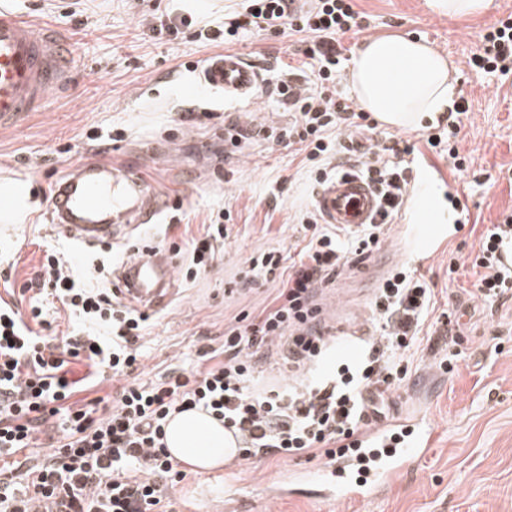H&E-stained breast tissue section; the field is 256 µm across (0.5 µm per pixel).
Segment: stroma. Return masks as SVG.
<instances>
[{"label": "stroma", "instance_id": "stroma-1", "mask_svg": "<svg viewBox=\"0 0 512 512\" xmlns=\"http://www.w3.org/2000/svg\"><path fill=\"white\" fill-rule=\"evenodd\" d=\"M0 3L51 27L74 69L71 85L51 91L44 108L0 125V178L23 185L39 201L13 223H0V271L11 273L12 302L26 316L39 305L46 335L71 331L67 313L22 289L44 250L64 252L75 264H105L103 288L111 287L125 251L120 244L83 249L55 231L47 218L49 191L82 164L142 167L148 183L181 205L186 218L159 215L132 240L170 249L176 270H184L190 240L203 233L210 211L224 208L236 218L216 267L178 279L176 297L153 313L141 341L142 380L175 367L195 369L203 352L223 345L225 327L275 294L271 280L241 287L247 258L294 245L300 214L315 207L317 188L307 178L303 153L275 139L291 119L274 93L279 66L290 59V41L246 36L236 50L261 68L263 83L255 98L226 102L197 81L213 47L197 41L191 27L174 39L155 37L151 27L157 12L218 22L236 0ZM357 8L371 15L372 27L364 35L347 34L345 45L357 46L367 35L421 40L449 58L455 93L471 104L459 143L471 159L468 170L452 171L422 140L413 168L414 177L426 175L440 189H454L468 210L447 249L421 270L434 285L438 308L459 319L461 354L453 372H441L426 388L427 367L445 353L422 344L408 361V379L375 404L377 419L384 421L425 414L437 440L397 487L369 502L321 501L304 492L270 501L284 462L259 453L234 466V491H225L220 468L191 472L189 480L170 487L180 512H512V297L486 305L473 295L471 276L448 275L451 253L462 244L477 247L479 229L512 208V77L489 79L468 65L482 31L512 13V0H491L486 13L453 19L435 13L429 0H358ZM241 122L258 129V136L227 146L226 128ZM401 261V254L381 247L330 288L349 309L369 314L373 269L387 271Z\"/></svg>", "mask_w": 512, "mask_h": 512}]
</instances>
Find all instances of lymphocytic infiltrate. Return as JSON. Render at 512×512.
Instances as JSON below:
<instances>
[{
	"label": "lymphocytic infiltrate",
	"instance_id": "f902f5d3",
	"mask_svg": "<svg viewBox=\"0 0 512 512\" xmlns=\"http://www.w3.org/2000/svg\"><path fill=\"white\" fill-rule=\"evenodd\" d=\"M369 26L355 0H239L222 22L206 28V43L228 49L250 33L295 38L293 53L308 85L291 86L292 70L283 69L277 96L294 118L279 142L300 147L313 183L352 172L370 182L380 200L377 221L356 228L322 224L305 212L295 258L285 259L277 249L251 258L246 278L283 268L288 275L267 305L225 329L222 351L204 352L192 371L139 382L135 372L148 313L122 304L110 289L93 286L92 269H78L51 248L24 288L58 301L78 320L76 329L52 340L41 332L40 310L26 319L0 298V461L36 447L40 436L50 440L46 461L32 466L26 482L0 475V512H174L168 485L183 481L185 474L164 443L173 414L206 412L244 434L247 447L257 453L332 460L340 442L367 425V390L399 386L398 371L417 353L435 309L431 283L408 265L394 268L377 288L371 306L374 333L365 338L358 363L314 380L251 388L256 357L274 344L286 343L288 362L299 370L328 351L330 338L316 324L312 307L317 288L379 251L408 200L418 151L410 138L386 136L358 157L344 139L349 130L372 134L377 129L371 114L337 88L347 59L342 37ZM481 42L469 67L490 76L512 75V15L484 29ZM469 110L467 99L455 101L445 125L425 137L456 171L469 163L458 148ZM230 218L222 210L211 213L203 235L192 238L187 278L214 267L218 243L230 236ZM505 244H512V209L486 228L478 250L450 258L449 274L471 270L474 295L489 303L503 299L512 292V272L497 254ZM77 361L87 367L80 379L70 376ZM118 376L126 383L116 399L78 400L88 384Z\"/></svg>",
	"mask_w": 512,
	"mask_h": 512
}]
</instances>
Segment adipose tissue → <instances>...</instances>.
Here are the masks:
<instances>
[{
    "label": "adipose tissue",
    "instance_id": "obj_1",
    "mask_svg": "<svg viewBox=\"0 0 512 512\" xmlns=\"http://www.w3.org/2000/svg\"><path fill=\"white\" fill-rule=\"evenodd\" d=\"M346 81L357 103L393 129L436 121L455 95L446 57L404 36L365 39L353 54ZM441 198L435 183L424 182L410 203L413 218L423 224L453 223ZM165 431L171 455L195 470L221 467L232 452L223 424L201 411L173 415Z\"/></svg>",
    "mask_w": 512,
    "mask_h": 512
}]
</instances>
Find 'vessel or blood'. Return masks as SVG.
Masks as SVG:
<instances>
[{"mask_svg":"<svg viewBox=\"0 0 512 512\" xmlns=\"http://www.w3.org/2000/svg\"><path fill=\"white\" fill-rule=\"evenodd\" d=\"M72 67L56 33L0 9V123L37 111L50 91L71 82ZM203 84L225 99L248 96L262 83L260 73L238 52L210 58L201 69ZM165 202L142 174L124 165L92 164L73 168L51 201L55 226L80 245L94 247L130 237L151 223ZM316 205L325 223L357 226L371 223L377 197L370 184L354 174L322 187ZM405 258L421 268L448 244L447 231L426 233L423 225L402 227ZM114 293L122 302L157 311L176 294L175 266L164 248L141 245L117 270ZM434 428L424 420L399 425L376 424L347 439L353 455L313 471L320 499L362 500L394 485L410 463L432 447Z\"/></svg>","mask_w":512,"mask_h":512,"instance_id":"vessel-or-blood-1","label":"vessel or blood"}]
</instances>
